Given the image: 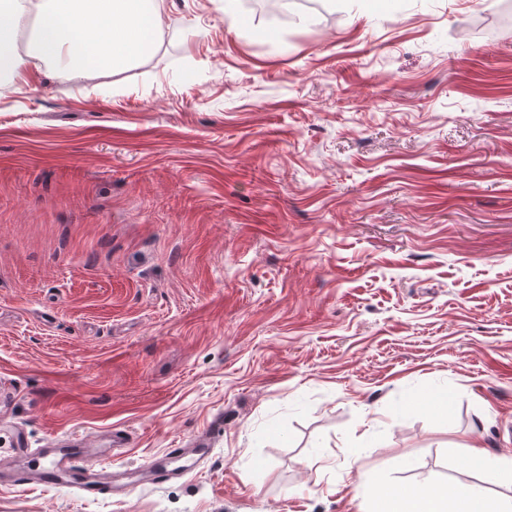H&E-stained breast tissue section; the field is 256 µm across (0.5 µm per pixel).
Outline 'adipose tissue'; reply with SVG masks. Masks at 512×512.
Instances as JSON below:
<instances>
[{
    "label": "adipose tissue",
    "instance_id": "ef3b65f1",
    "mask_svg": "<svg viewBox=\"0 0 512 512\" xmlns=\"http://www.w3.org/2000/svg\"><path fill=\"white\" fill-rule=\"evenodd\" d=\"M165 0H0V83L29 69L58 66L72 79L119 70L144 57L162 30ZM35 20L26 48L23 24ZM371 512H512L511 500H489L473 483L381 487Z\"/></svg>",
    "mask_w": 512,
    "mask_h": 512
}]
</instances>
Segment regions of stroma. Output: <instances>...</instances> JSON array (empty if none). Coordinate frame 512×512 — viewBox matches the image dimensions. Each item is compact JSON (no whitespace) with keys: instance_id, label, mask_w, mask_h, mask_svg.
<instances>
[{"instance_id":"obj_1","label":"stroma","mask_w":512,"mask_h":512,"mask_svg":"<svg viewBox=\"0 0 512 512\" xmlns=\"http://www.w3.org/2000/svg\"><path fill=\"white\" fill-rule=\"evenodd\" d=\"M502 2L167 0L140 62L0 85V458L212 442L112 500L0 484V512H370L512 456Z\"/></svg>"}]
</instances>
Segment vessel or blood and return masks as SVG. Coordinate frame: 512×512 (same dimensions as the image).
Segmentation results:
<instances>
[{"label": "vessel or blood", "instance_id": "obj_1", "mask_svg": "<svg viewBox=\"0 0 512 512\" xmlns=\"http://www.w3.org/2000/svg\"><path fill=\"white\" fill-rule=\"evenodd\" d=\"M127 446L124 430L113 429L106 435L102 448L90 447L78 437L51 439L42 449L41 461L29 458L24 441H17L13 458L0 459V479L11 485L21 486L38 483L45 486L69 485L90 499L109 498L125 493L131 481L141 484H157L187 473L196 461L209 453L207 441L198 442L192 448H174L161 459L150 461L138 468L135 478L123 477L98 463L100 457L121 452Z\"/></svg>", "mask_w": 512, "mask_h": 512}]
</instances>
